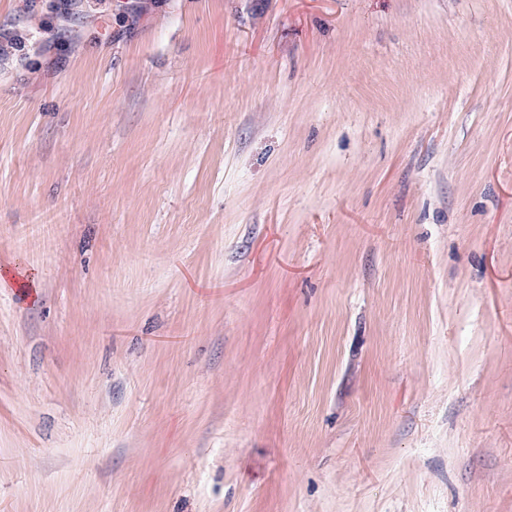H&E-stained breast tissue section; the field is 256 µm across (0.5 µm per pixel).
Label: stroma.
I'll use <instances>...</instances> for the list:
<instances>
[{"mask_svg": "<svg viewBox=\"0 0 512 512\" xmlns=\"http://www.w3.org/2000/svg\"><path fill=\"white\" fill-rule=\"evenodd\" d=\"M0 512H512V0H0Z\"/></svg>", "mask_w": 512, "mask_h": 512, "instance_id": "obj_1", "label": "stroma"}]
</instances>
